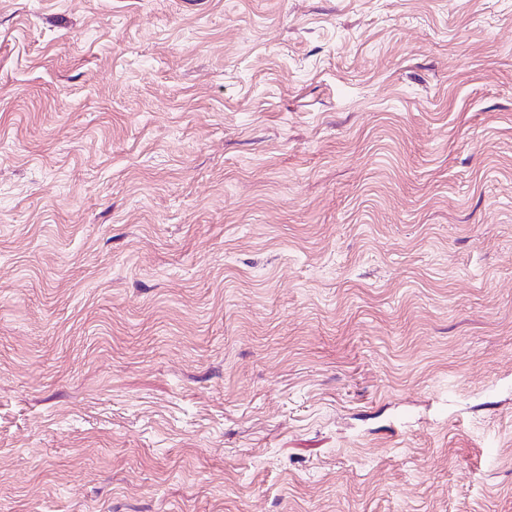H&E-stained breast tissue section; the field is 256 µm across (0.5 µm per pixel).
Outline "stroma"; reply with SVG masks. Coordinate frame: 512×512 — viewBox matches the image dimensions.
<instances>
[{
    "label": "stroma",
    "instance_id": "1",
    "mask_svg": "<svg viewBox=\"0 0 512 512\" xmlns=\"http://www.w3.org/2000/svg\"><path fill=\"white\" fill-rule=\"evenodd\" d=\"M0 512H512V0H0Z\"/></svg>",
    "mask_w": 512,
    "mask_h": 512
}]
</instances>
